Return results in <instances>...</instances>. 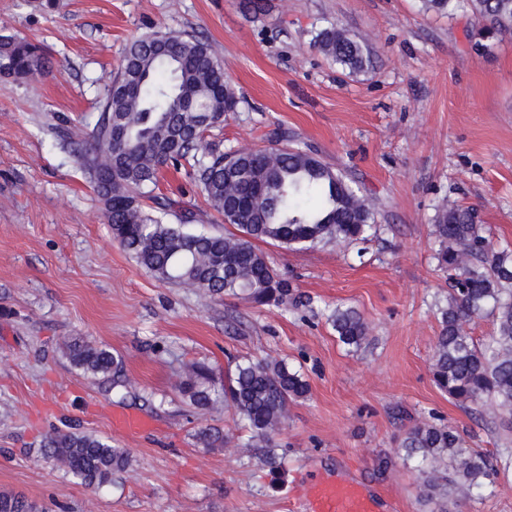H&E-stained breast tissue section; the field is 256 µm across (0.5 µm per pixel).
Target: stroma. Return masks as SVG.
Masks as SVG:
<instances>
[{
	"label": "stroma",
	"instance_id": "stroma-1",
	"mask_svg": "<svg viewBox=\"0 0 512 512\" xmlns=\"http://www.w3.org/2000/svg\"><path fill=\"white\" fill-rule=\"evenodd\" d=\"M265 5L257 20L242 0H0V34L45 44L54 62L36 81L0 77V491L48 512H305L304 489L336 479L362 484L384 512H426L399 443L430 417L512 465L500 416L455 404L430 373L448 295L432 258L436 206L475 207L493 241L512 244V38L479 40L471 17L426 14L418 0ZM330 24L369 36L365 72L312 45ZM153 31L197 35L223 62L241 103L210 134L219 151L267 148L275 135L376 201V234L362 246L260 243L295 291L287 308L162 281L112 239L74 146L89 140L131 41ZM156 192L193 228L231 232L185 172L161 168ZM339 304L368 322L366 348L337 341L324 310ZM75 336L121 355L136 391L117 395L71 366ZM238 357L286 360L310 384L272 443L243 455L196 437L206 425L243 436L231 413L190 409L175 388L185 366L220 379ZM115 413L151 428L113 430ZM56 427L112 440L131 467L84 487L39 460ZM381 456L392 460L383 473ZM453 512H512V468Z\"/></svg>",
	"mask_w": 512,
	"mask_h": 512
}]
</instances>
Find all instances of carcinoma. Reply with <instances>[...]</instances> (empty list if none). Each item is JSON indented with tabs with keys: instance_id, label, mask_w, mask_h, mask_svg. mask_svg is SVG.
Instances as JSON below:
<instances>
[{
	"instance_id": "obj_1",
	"label": "carcinoma",
	"mask_w": 512,
	"mask_h": 512,
	"mask_svg": "<svg viewBox=\"0 0 512 512\" xmlns=\"http://www.w3.org/2000/svg\"><path fill=\"white\" fill-rule=\"evenodd\" d=\"M420 3L436 15H472L482 38L512 36V0ZM313 43L352 73L371 64L365 42L338 25L318 30ZM51 71L39 44L0 35V77L30 79ZM239 104L223 62L207 43L186 33L142 35L130 43L112 78L91 145L80 160L104 205L113 240L146 270L168 283L279 308L291 300L288 283L254 242L270 240L287 248L364 242L374 229L376 210L342 172L301 148L218 151L207 133ZM185 164L237 233L193 232L187 214H177L173 203L153 195L160 168ZM433 234L434 259L449 283L447 303L439 308L433 383L464 408L489 404L512 415V247H498L484 234L476 208L447 202L436 209ZM484 316L492 318L494 330L480 343L466 326ZM327 319L344 346L357 351L369 343V326L355 308L338 305ZM66 356L85 375L133 388L123 375L122 357L103 346L78 337L67 343ZM177 391L197 409L230 410L249 433L236 448L248 453L282 430L290 404L307 398L310 384L284 360L262 358L236 361L220 382L208 367L192 364L179 374ZM199 439L208 448L229 444L213 427L201 429ZM400 449L418 462L421 498L429 512H448L451 495L483 487L493 471L485 454L467 450L460 434L442 423L412 426ZM41 455L89 488L110 483L131 462L130 453L108 439L59 429L45 436ZM0 512H36V507L0 491Z\"/></svg>"
}]
</instances>
